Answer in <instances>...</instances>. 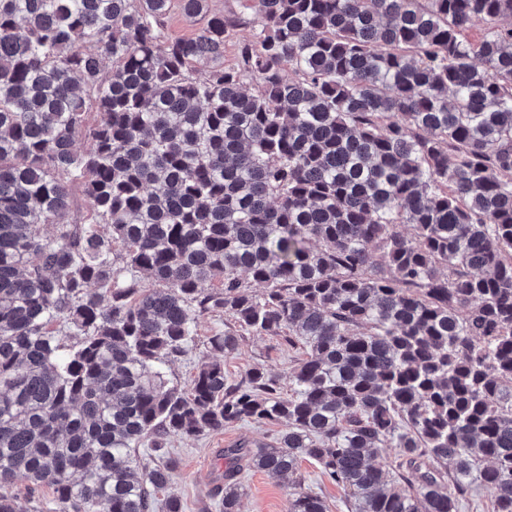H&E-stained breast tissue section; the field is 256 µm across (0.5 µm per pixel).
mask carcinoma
Listing matches in <instances>:
<instances>
[{
    "label": "carcinoma",
    "mask_w": 512,
    "mask_h": 512,
    "mask_svg": "<svg viewBox=\"0 0 512 512\" xmlns=\"http://www.w3.org/2000/svg\"><path fill=\"white\" fill-rule=\"evenodd\" d=\"M171 2L0 0V488L155 512L140 449L246 421L284 429L224 449L223 512L246 471L328 512L305 459L347 512H512V0H245L189 39ZM242 331L301 351L288 393L229 383ZM251 28L242 26L230 32L224 42V66H234L237 63V46L240 42L248 39ZM230 323L224 315H206L201 317L196 324V345L187 357L173 364L167 369V378L178 385H185L196 373L197 367L202 361L211 356L206 348L205 341L208 336L216 332L224 331ZM301 472L306 485L318 492L329 507L328 512H346L347 492L323 477L320 470L310 461H303Z\"/></svg>",
    "instance_id": "obj_1"
}]
</instances>
